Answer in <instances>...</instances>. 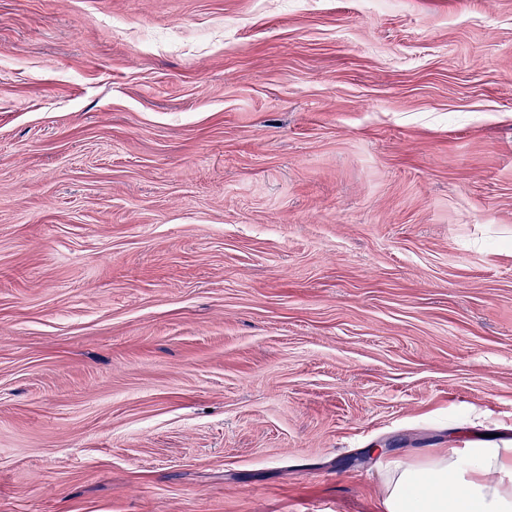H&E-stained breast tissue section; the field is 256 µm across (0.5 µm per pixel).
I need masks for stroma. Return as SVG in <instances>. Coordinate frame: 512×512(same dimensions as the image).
<instances>
[{"label":"stroma","mask_w":512,"mask_h":512,"mask_svg":"<svg viewBox=\"0 0 512 512\" xmlns=\"http://www.w3.org/2000/svg\"><path fill=\"white\" fill-rule=\"evenodd\" d=\"M512 430V0H0V512H381Z\"/></svg>","instance_id":"obj_1"}]
</instances>
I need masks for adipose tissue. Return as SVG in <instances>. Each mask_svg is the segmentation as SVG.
I'll return each mask as SVG.
<instances>
[{"label":"adipose tissue","mask_w":512,"mask_h":512,"mask_svg":"<svg viewBox=\"0 0 512 512\" xmlns=\"http://www.w3.org/2000/svg\"><path fill=\"white\" fill-rule=\"evenodd\" d=\"M382 503L385 512H512V439L387 463Z\"/></svg>","instance_id":"adipose-tissue-1"}]
</instances>
